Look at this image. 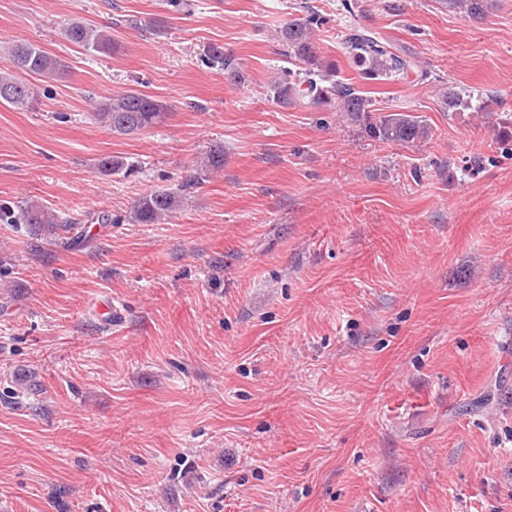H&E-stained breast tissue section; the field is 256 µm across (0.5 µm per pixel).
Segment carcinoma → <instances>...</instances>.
Returning a JSON list of instances; mask_svg holds the SVG:
<instances>
[{"instance_id": "1", "label": "carcinoma", "mask_w": 512, "mask_h": 512, "mask_svg": "<svg viewBox=\"0 0 512 512\" xmlns=\"http://www.w3.org/2000/svg\"><path fill=\"white\" fill-rule=\"evenodd\" d=\"M487 0H448V8L479 19L485 12ZM320 19L311 16L304 21H292L279 31V38L288 49V58L305 66L304 76L285 71L272 85L274 97L284 104L308 100L313 105L336 101V110L345 112L364 122L365 133L376 140L394 143H414L430 135V127L418 117L407 113H391L374 121L371 119L372 100L339 76L336 62L323 58L317 51L314 30ZM67 39L87 51L114 54L118 46L112 36L83 22L72 23L65 32ZM344 54L357 68L361 78L377 80L392 74H400L417 67L418 60L411 52L394 50L393 45L380 34L357 28L341 41ZM20 70L45 78H56L61 63L57 58L32 43L13 44L9 50ZM210 59L224 67L227 76L236 81L240 72L234 61L219 47L210 49ZM0 89H12L14 95L0 99V104L23 108L31 102L28 84L13 72H0ZM168 106L153 96L138 90H125L109 98L95 102L92 117L102 128L118 135H131L157 126L168 117ZM224 166V148L210 150L200 166V174L189 179L186 186L196 185L202 176ZM182 203L181 192L157 189L142 196L126 216L130 224H158ZM22 221L33 226L36 232L55 236L60 231L78 230L55 212L31 204L22 212Z\"/></svg>"}]
</instances>
